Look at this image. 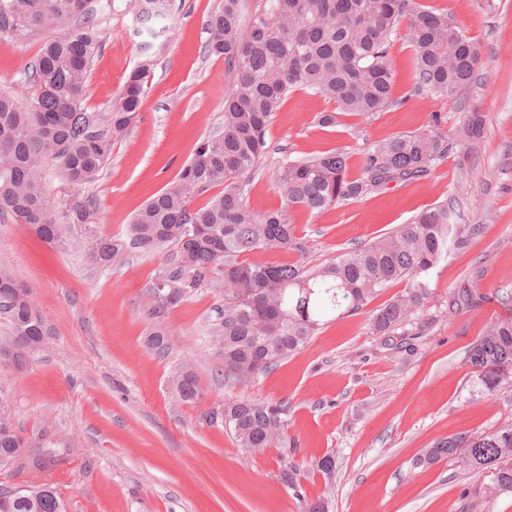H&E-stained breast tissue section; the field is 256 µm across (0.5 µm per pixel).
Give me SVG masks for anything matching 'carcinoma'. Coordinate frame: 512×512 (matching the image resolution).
I'll use <instances>...</instances> for the list:
<instances>
[{"mask_svg":"<svg viewBox=\"0 0 512 512\" xmlns=\"http://www.w3.org/2000/svg\"><path fill=\"white\" fill-rule=\"evenodd\" d=\"M169 0H136L138 34L153 41L168 37L170 27H155L167 17ZM241 0H224L210 14L207 51L224 57L233 74L224 94V130L196 144L161 193L147 202L128 225L127 237L97 239L87 260L108 268L130 249L165 251L151 289L159 315L200 292L224 295V319L213 342L224 357V376L246 384L300 350L325 325L357 314L397 282L403 290L377 308L371 328L391 335L406 327L430 302V276L453 249L482 233L481 224H456L453 207L425 211L374 242L322 266L305 264L306 249L295 237L289 209L319 212L362 198L391 182H411L429 175L448 156V139L433 129L398 134L365 155L361 174H348V155L334 150L312 159L284 158L275 180L286 199L277 211L256 213L244 202L246 182L268 153L266 133L288 94L311 90L336 105L319 123L333 126L349 114L368 118L393 102L390 39L401 18L410 16L408 39L415 50V88L453 96L476 81L478 51L446 14L410 0H271L269 12L242 28ZM29 28L53 33L27 66L35 89L29 105L0 93V214L29 224L47 241L61 242L62 225L89 224L94 211L75 200L62 210L47 193L41 170L51 156L60 163L66 184L95 183L139 112L145 69L127 77L119 104L106 112L85 105L92 63L102 43L89 0H0V35ZM484 134L483 116L473 111L459 131L471 146ZM212 192L206 204L193 199ZM293 251L299 260L274 264L247 260L259 252ZM0 313L11 336L0 349L21 366L41 345L47 328L32 306L30 292L7 271H0ZM466 363L475 391L485 397L512 385V318L491 323L468 350ZM182 403L198 400L194 370L183 367L173 379ZM288 403L261 399L227 400L205 414L211 424L228 429L238 445L252 452L271 447L286 424ZM27 453L36 470L67 462L69 449L48 442L30 448L0 406V462ZM456 459L472 470L493 472L485 494H512V423L493 430L459 434L427 449L420 462ZM0 512H63L48 484L19 492L0 489Z\"/></svg>","mask_w":512,"mask_h":512,"instance_id":"obj_1","label":"carcinoma"}]
</instances>
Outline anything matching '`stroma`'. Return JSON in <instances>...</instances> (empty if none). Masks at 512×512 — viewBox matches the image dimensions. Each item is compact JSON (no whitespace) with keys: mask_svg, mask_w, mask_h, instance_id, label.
I'll return each mask as SVG.
<instances>
[{"mask_svg":"<svg viewBox=\"0 0 512 512\" xmlns=\"http://www.w3.org/2000/svg\"><path fill=\"white\" fill-rule=\"evenodd\" d=\"M419 2L447 14L475 43L477 82L453 98L415 90L413 49L397 29L389 49L394 104L325 127L317 117L333 103L291 92L268 128L269 152L244 189L245 202L261 213L283 206L273 178L282 158L340 149L356 177L374 144L433 127L453 148L427 177L318 213L292 208L306 263L327 265L447 202L462 223L484 230L433 270V297L404 333L373 332L372 301L325 326L274 370L239 384L225 379L210 340L222 295L206 292L156 315L147 287L163 253L132 250L106 269L86 260L93 239L125 236L135 212L177 176L200 137L221 132L232 74L206 49V20L224 0H170L173 33L147 51L132 0H92L104 49L91 67L89 110L109 109L141 64L145 95L96 183L73 189L54 161L43 164L47 192L61 204L90 201L91 223L68 225L59 244L0 215V268L28 286L48 330L25 367L0 364V386L30 444L51 440L71 450L67 463L42 471L22 458L0 463V487L54 485L67 512H302V499L325 494L333 512H470L492 472L419 458L448 436L512 421V386L489 399L474 396L465 362L491 320L512 318V0ZM46 38L43 31L0 35V91L20 104L33 94L24 68ZM474 110L484 117V138L473 151L457 133ZM465 288L476 289L480 301L449 309ZM156 331L168 342L162 356L146 346ZM187 364L200 390L192 404L171 392L172 377ZM239 397L287 400V424L274 446L248 451L206 422V412ZM329 453L336 469L327 482L310 467ZM290 465L301 472L303 498L282 479Z\"/></svg>","mask_w":512,"mask_h":512,"instance_id":"stroma-1","label":"stroma"}]
</instances>
